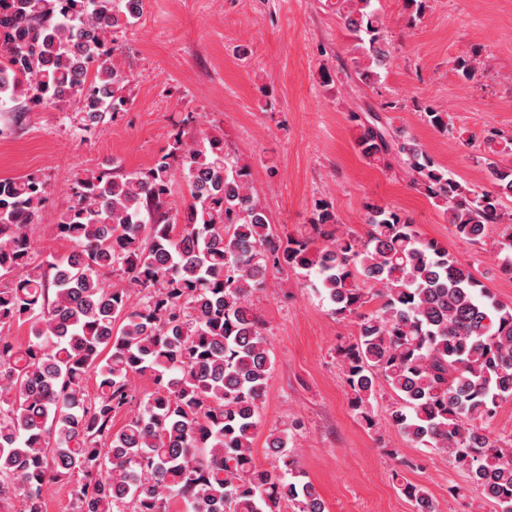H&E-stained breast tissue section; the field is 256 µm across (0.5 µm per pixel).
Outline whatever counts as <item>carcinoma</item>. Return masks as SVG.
<instances>
[{"mask_svg":"<svg viewBox=\"0 0 512 512\" xmlns=\"http://www.w3.org/2000/svg\"><path fill=\"white\" fill-rule=\"evenodd\" d=\"M376 0H336L353 40L350 67L380 81L393 49ZM143 0H0V102L74 109L89 131L129 104L132 78L114 63L112 32ZM425 121L453 134L448 113ZM358 154L402 164L460 238L502 227L499 271L512 279V137H485L490 186L448 174L404 130L376 112L351 114ZM178 164L191 202L171 213ZM250 166L223 139L179 131L139 171L87 170L54 225L71 251L33 260L32 225L48 184L0 178V505L43 512L49 482L71 486L72 512H325L293 453L299 424L269 430L270 468L254 439L272 367L251 304L266 276L314 273L338 320L357 319L338 349L355 414L372 427L379 381L397 396L389 418L409 441L440 451L479 496L512 512V438L486 422L512 402V304L498 300L448 248L426 240L395 208L366 205L367 230L341 231L324 203L307 235L283 238L253 192ZM325 245L315 248V239ZM31 324L33 339L9 336ZM96 391L86 390L90 378ZM138 378L153 390L140 393ZM125 415L120 428L115 419ZM414 512H437L405 481Z\"/></svg>","mask_w":512,"mask_h":512,"instance_id":"carcinoma-1","label":"carcinoma"}]
</instances>
